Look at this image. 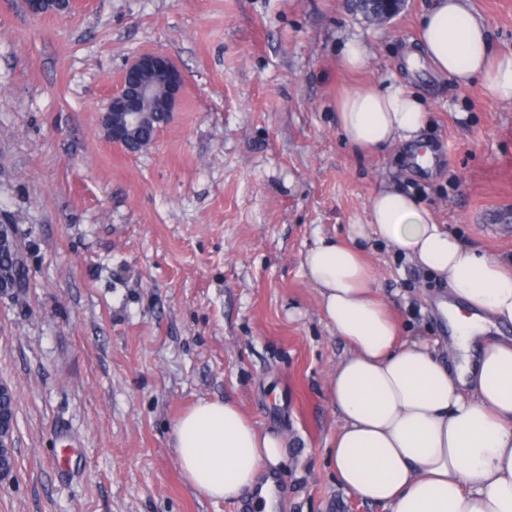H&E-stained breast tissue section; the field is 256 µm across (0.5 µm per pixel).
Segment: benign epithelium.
<instances>
[{"label": "benign epithelium", "mask_w": 512, "mask_h": 512, "mask_svg": "<svg viewBox=\"0 0 512 512\" xmlns=\"http://www.w3.org/2000/svg\"><path fill=\"white\" fill-rule=\"evenodd\" d=\"M76 0H25L28 13L37 17H64L75 8ZM185 77L173 61L159 52L137 55L124 67L119 88L113 92L100 117L106 139L134 153L143 142L145 126L142 102L153 97L157 88L164 90L160 112L171 117L180 100ZM14 427L13 394L0 384V455L12 454Z\"/></svg>", "instance_id": "obj_1"}]
</instances>
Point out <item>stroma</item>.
Instances as JSON below:
<instances>
[{"label":"stroma","mask_w":512,"mask_h":512,"mask_svg":"<svg viewBox=\"0 0 512 512\" xmlns=\"http://www.w3.org/2000/svg\"><path fill=\"white\" fill-rule=\"evenodd\" d=\"M35 18L0 0V224L25 262L0 291V382L15 394V470L0 512H253L184 478L177 420L230 400L283 435L279 512H382L346 490L324 448L338 417L327 372L348 352L302 260L346 241L377 189L410 193L468 245L512 258L491 232L512 217V104L420 68L431 114L418 141L353 154L342 92L404 74L435 0L369 25L345 0H77ZM494 48L512 49V0H469ZM371 51L344 71L348 39ZM159 51L185 76L170 122L130 154L99 115L133 57ZM406 74V73H405ZM374 286L400 333L451 354L437 298L448 284L381 240ZM77 444L71 465L57 456Z\"/></svg>","instance_id":"1"}]
</instances>
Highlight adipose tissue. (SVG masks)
Masks as SVG:
<instances>
[{"label": "adipose tissue", "instance_id": "adipose-tissue-1", "mask_svg": "<svg viewBox=\"0 0 512 512\" xmlns=\"http://www.w3.org/2000/svg\"><path fill=\"white\" fill-rule=\"evenodd\" d=\"M406 62L512 103V50L493 48L467 0H437L421 16ZM336 113L360 155L413 139L429 120L398 81L346 93ZM374 237L446 279L456 365L401 336L362 253ZM303 267L327 326L349 346L326 376L339 425L325 455L342 485L383 512H512V344L486 336L489 324L512 325V267L390 188L375 192L367 223L350 225L346 242L318 239ZM173 444L188 483L214 500L252 491L284 460V437L258 431L229 400L199 401L176 423Z\"/></svg>", "mask_w": 512, "mask_h": 512}]
</instances>
